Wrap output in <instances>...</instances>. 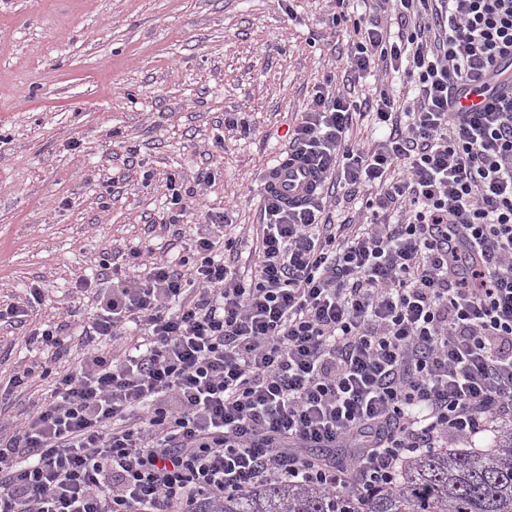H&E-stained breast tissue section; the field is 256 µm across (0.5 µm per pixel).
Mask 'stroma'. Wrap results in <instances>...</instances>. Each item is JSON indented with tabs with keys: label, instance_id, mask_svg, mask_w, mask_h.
<instances>
[{
	"label": "stroma",
	"instance_id": "obj_1",
	"mask_svg": "<svg viewBox=\"0 0 512 512\" xmlns=\"http://www.w3.org/2000/svg\"><path fill=\"white\" fill-rule=\"evenodd\" d=\"M372 8L355 0L332 28L334 0H0V309L29 312L25 326L0 328V420L50 393L51 379L17 387L16 375L78 365L67 312L91 308L74 282L94 275L103 251L184 254L194 220L162 226L167 176L243 225L229 262L245 275L264 178L324 76L358 105L351 142L377 137L364 102L408 87L399 75L349 72L354 26ZM235 112L249 130L225 127ZM205 170L213 179L197 186ZM56 325L60 350L27 344L26 329Z\"/></svg>",
	"mask_w": 512,
	"mask_h": 512
}]
</instances>
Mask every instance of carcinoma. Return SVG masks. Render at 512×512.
Returning <instances> with one entry per match:
<instances>
[{"instance_id": "cac0c4a2", "label": "carcinoma", "mask_w": 512, "mask_h": 512, "mask_svg": "<svg viewBox=\"0 0 512 512\" xmlns=\"http://www.w3.org/2000/svg\"><path fill=\"white\" fill-rule=\"evenodd\" d=\"M218 512H512V430L493 431L485 448L413 454L393 487L362 501L320 485L277 482L224 498Z\"/></svg>"}]
</instances>
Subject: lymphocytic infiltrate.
Returning a JSON list of instances; mask_svg holds the SVG:
<instances>
[{
  "label": "lymphocytic infiltrate",
  "instance_id": "obj_1",
  "mask_svg": "<svg viewBox=\"0 0 512 512\" xmlns=\"http://www.w3.org/2000/svg\"><path fill=\"white\" fill-rule=\"evenodd\" d=\"M399 3L401 36L357 23L348 64L403 73L407 112L380 94L388 135L352 145L354 105L324 85L288 142L320 180L377 185L374 222L328 223L322 188L267 193L251 277L209 210L182 264L131 280L104 255L76 282L96 302L80 364L0 435V512H200L286 481L361 495L512 422V96L493 92L512 85V0ZM467 86L481 108L463 110Z\"/></svg>",
  "mask_w": 512,
  "mask_h": 512
}]
</instances>
